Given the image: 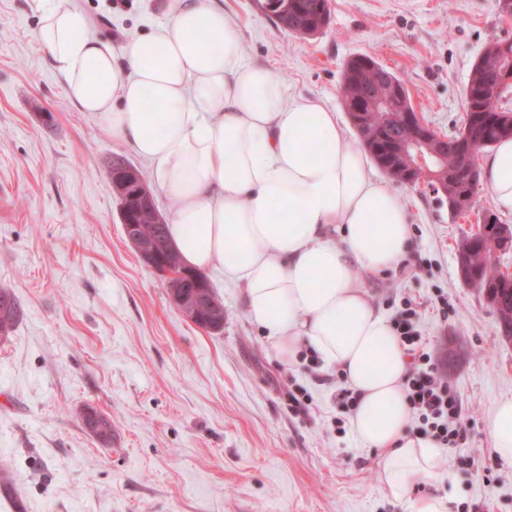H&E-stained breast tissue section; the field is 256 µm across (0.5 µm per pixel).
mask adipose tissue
<instances>
[{
    "label": "adipose tissue",
    "instance_id": "adipose-tissue-1",
    "mask_svg": "<svg viewBox=\"0 0 512 512\" xmlns=\"http://www.w3.org/2000/svg\"><path fill=\"white\" fill-rule=\"evenodd\" d=\"M32 2L68 96L147 163L183 262L240 287L281 363L306 348L343 372L357 398L350 428L379 452L389 497L406 498L411 479L438 478L441 448L408 431L410 358L359 286L405 262L411 215L336 112L289 101L269 69L245 62L215 0H172L167 21L119 55L66 0ZM482 180L512 215V138L485 158ZM488 432L496 460L512 468V398L493 409Z\"/></svg>",
    "mask_w": 512,
    "mask_h": 512
}]
</instances>
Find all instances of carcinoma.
I'll return each instance as SVG.
<instances>
[{
	"label": "carcinoma",
	"mask_w": 512,
	"mask_h": 512,
	"mask_svg": "<svg viewBox=\"0 0 512 512\" xmlns=\"http://www.w3.org/2000/svg\"><path fill=\"white\" fill-rule=\"evenodd\" d=\"M260 8L271 13L288 31L301 36H314L329 23L328 0H261ZM377 61L360 55L349 60L343 71L340 94L346 112H356L354 126L363 147L378 166L397 183H403L399 151L408 140L410 129L402 113L388 101L391 83L400 91H406L403 81L387 69L376 67ZM512 69V44L502 49V42L491 43L479 61L473 66L465 92L466 121L463 132L443 137L438 146L442 150V166L448 168V183L443 196L448 204L468 192L463 182L454 176L459 154L468 139H480L484 146L494 145L507 130L499 123L512 116V109L500 106L502 98L512 92V84L498 92L495 99L480 98L478 94L490 86L496 74ZM140 231L146 237L167 238V224L157 223L155 216L146 214L139 218ZM471 269L477 274L480 286L494 298L489 303L498 322L512 315V286L505 284L503 272L497 266L496 248L485 238L475 239L469 248ZM23 314V308L15 294L0 288V335L9 336Z\"/></svg>",
	"instance_id": "cac0c4a2"
}]
</instances>
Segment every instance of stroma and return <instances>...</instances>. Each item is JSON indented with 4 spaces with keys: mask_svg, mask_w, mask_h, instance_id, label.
<instances>
[{
    "mask_svg": "<svg viewBox=\"0 0 512 512\" xmlns=\"http://www.w3.org/2000/svg\"><path fill=\"white\" fill-rule=\"evenodd\" d=\"M121 53L166 21L168 0H70ZM247 62L267 67L289 99H316L358 133L342 103L345 63L368 55L400 77L436 131L465 122L472 67L512 41L499 0H329L313 37L289 32L257 0H223ZM29 0H0V288L23 316L0 341V472L19 493L0 512H408L379 478V454L353 433L340 370L300 352L280 363L248 319L237 287L208 272L224 328L204 330L168 298L167 281L127 242L109 176L113 158L148 165L80 111L37 42ZM413 234L405 267L359 286L416 329L462 408L466 436L444 448L457 491L451 512H512V470L495 459L490 411L512 397V342L484 298L464 284L456 248L487 188L460 217L428 184L393 187ZM304 388L305 413L288 409ZM112 420L101 445L85 406Z\"/></svg>",
    "mask_w": 512,
    "mask_h": 512,
    "instance_id": "obj_1",
    "label": "stroma"
}]
</instances>
